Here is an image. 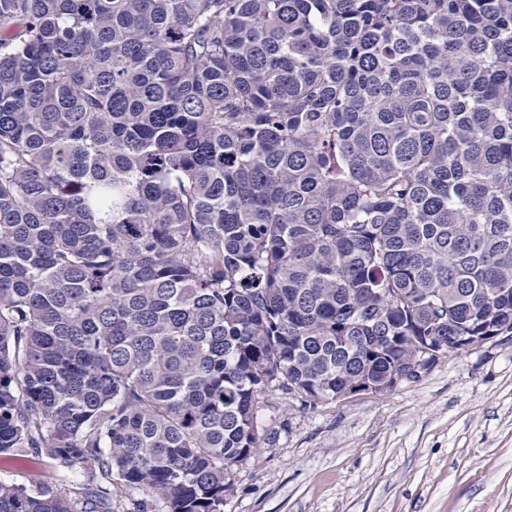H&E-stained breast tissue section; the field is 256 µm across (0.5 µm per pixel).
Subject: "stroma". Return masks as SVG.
Listing matches in <instances>:
<instances>
[{
  "mask_svg": "<svg viewBox=\"0 0 512 512\" xmlns=\"http://www.w3.org/2000/svg\"><path fill=\"white\" fill-rule=\"evenodd\" d=\"M276 428L234 467L224 512H512V336L448 354L391 392L313 409L275 391ZM58 462L0 454V480L54 481Z\"/></svg>",
  "mask_w": 512,
  "mask_h": 512,
  "instance_id": "35a3bbf8",
  "label": "stroma"
}]
</instances>
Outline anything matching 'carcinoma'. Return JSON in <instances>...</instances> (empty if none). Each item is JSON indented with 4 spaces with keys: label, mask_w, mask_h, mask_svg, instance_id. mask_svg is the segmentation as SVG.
<instances>
[{
    "label": "carcinoma",
    "mask_w": 512,
    "mask_h": 512,
    "mask_svg": "<svg viewBox=\"0 0 512 512\" xmlns=\"http://www.w3.org/2000/svg\"><path fill=\"white\" fill-rule=\"evenodd\" d=\"M512 335V0H0V512H223L261 395ZM63 470L56 461L34 453L21 457L12 454H0V480L22 484L33 475H41L52 482Z\"/></svg>",
    "instance_id": "carcinoma-1"
}]
</instances>
